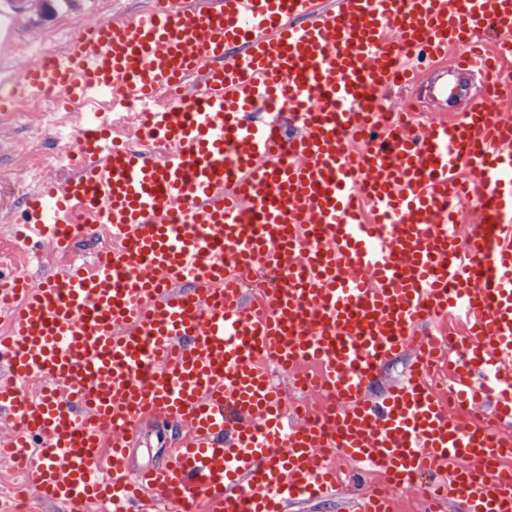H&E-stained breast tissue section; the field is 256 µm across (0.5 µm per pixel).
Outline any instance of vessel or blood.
I'll return each instance as SVG.
<instances>
[{
	"mask_svg": "<svg viewBox=\"0 0 512 512\" xmlns=\"http://www.w3.org/2000/svg\"><path fill=\"white\" fill-rule=\"evenodd\" d=\"M476 68L512 92V0H155L87 26L61 51L0 82V112L58 91L137 102L153 150L117 146L99 113L76 134L70 173L21 206L23 243L67 250L70 230L110 225L122 244L32 285L0 337V410L28 483L70 506L102 499L144 512H284L336 490L331 450L382 471L362 512H393L390 487L428 473V512H512V117L492 101L386 127L393 89L420 63ZM172 106H162L167 93ZM273 112L258 122L261 102ZM300 127L283 138L284 118ZM478 226L455 227L460 203ZM288 285L245 303L224 257ZM459 314L461 336L413 339ZM405 378L370 388L406 350ZM447 363L453 383L426 376ZM315 381L328 411L286 415L272 368ZM49 378L39 401L19 385ZM489 401L494 425L452 411ZM187 425L160 470L131 480L127 447L145 418Z\"/></svg>",
	"mask_w": 512,
	"mask_h": 512,
	"instance_id": "obj_1",
	"label": "vessel or blood"
}]
</instances>
